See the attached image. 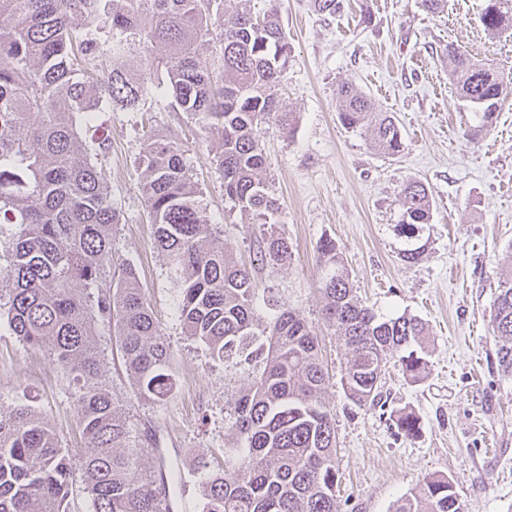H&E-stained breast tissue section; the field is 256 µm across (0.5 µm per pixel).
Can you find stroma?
Returning <instances> with one entry per match:
<instances>
[{
  "instance_id": "35a3bbf8",
  "label": "stroma",
  "mask_w": 512,
  "mask_h": 512,
  "mask_svg": "<svg viewBox=\"0 0 512 512\" xmlns=\"http://www.w3.org/2000/svg\"><path fill=\"white\" fill-rule=\"evenodd\" d=\"M289 33L291 60L283 104L295 112L293 135L262 125L265 174L282 207L277 228L288 262L257 272L259 285L299 312L318 336L333 384L339 512H394L402 497L432 474L447 476L466 512H512V378L497 362L490 315L498 281L512 267V91L499 104L492 130L465 135L475 123L448 75L442 51L456 43L512 83V28L485 32L484 0H445L427 12L422 0H341L319 15L313 0H277ZM349 82L377 110L393 113L405 149L378 154L365 136L337 117L336 88ZM99 133L112 140L105 169L122 222L112 237L115 262L135 266L153 317L174 354L173 387L161 403L136 395L107 329L98 336L100 380L123 412L148 470L178 468L184 479L170 512H201L195 461H224L235 447L231 413L256 369L244 356L212 359L180 324L178 287L153 246V228L139 189L138 161L146 136H164L193 163L203 203L224 226V246L242 260L256 250L257 225L224 194V177L209 159L212 141L186 114L155 104L150 122L137 112H102ZM409 178L430 190L432 218L423 231L426 258L400 261L393 226L398 192ZM333 238L357 296L383 317L421 319L429 369L417 383L398 366L383 372L385 408L348 401L339 380L348 351L324 320L316 244ZM77 386L46 352L23 345L0 326V408L29 404L56 429L61 445L83 443L74 406ZM419 417L417 437L398 435L388 413Z\"/></svg>"
}]
</instances>
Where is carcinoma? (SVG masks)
<instances>
[{
    "label": "carcinoma",
    "mask_w": 512,
    "mask_h": 512,
    "mask_svg": "<svg viewBox=\"0 0 512 512\" xmlns=\"http://www.w3.org/2000/svg\"><path fill=\"white\" fill-rule=\"evenodd\" d=\"M250 0H0V227H11L8 265L0 269V319L32 348L44 349L78 385L75 408L84 440L78 458L59 444L54 428L17 404L0 412V512H70L81 475L90 512H167V488L143 466V449L112 393L98 382L97 326H108L135 392L162 401L169 392L173 353L159 330L134 267L112 274V235L122 214L101 159L108 136L87 142L99 112H146L161 100L184 112L217 139L212 162L224 175V194L259 225L252 264L220 242L221 225L208 219L193 168L176 147L150 137L139 157L140 190L153 240L179 284L184 333L203 342L214 359L232 354L255 335V265L290 257L276 228L281 202L263 176L266 157L259 125L291 134L296 116L280 91L290 58L277 9L258 15ZM485 31L512 27V0H485ZM209 37L214 55L199 52ZM151 57L147 70L117 61L132 45ZM449 76L474 110L466 131L477 139L492 127L507 88L491 68L452 43ZM338 117L368 135L381 154L404 150L388 112H377L350 83L336 89ZM394 226L400 259L426 256L421 232L430 223L426 186L407 180ZM322 314L336 328L349 358L340 383L357 406H385L380 366L398 362L416 383L428 360L411 348L425 334L419 319L381 317L355 295L336 241L316 246ZM268 348L257 350L258 376L233 406L239 448L224 467L200 458L203 512H337L336 431L325 395L330 375L318 337L293 309L269 298ZM502 373L512 377V274L497 287L491 314ZM399 433L414 438L419 418L393 414ZM395 512H464L444 475L424 478Z\"/></svg>",
    "instance_id": "1"
}]
</instances>
